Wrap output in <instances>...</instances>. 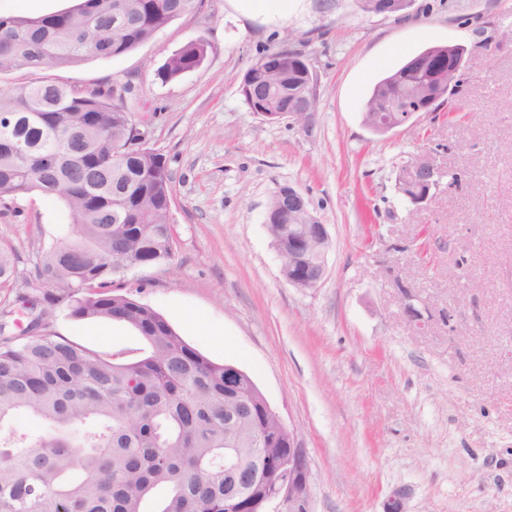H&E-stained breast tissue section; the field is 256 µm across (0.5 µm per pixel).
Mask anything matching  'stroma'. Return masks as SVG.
<instances>
[{
	"mask_svg": "<svg viewBox=\"0 0 512 512\" xmlns=\"http://www.w3.org/2000/svg\"><path fill=\"white\" fill-rule=\"evenodd\" d=\"M200 35L202 64L164 79L167 58ZM446 44L469 51L460 112L368 129L374 85ZM286 47L304 51L317 75L306 126L263 120L239 93L251 65ZM53 76L132 82L147 142L175 177L176 256L115 280L138 288L192 347L252 377L304 441L313 512H512V0H414L390 17L354 0H301L276 23L203 0L135 50ZM421 153L457 181L416 209L395 179ZM288 183L332 239L326 279L306 293L283 280L263 226ZM69 222L36 193L0 215V248L16 254L0 306ZM402 285L429 307L424 330L406 321ZM54 329L132 357L142 346L109 320L60 314Z\"/></svg>",
	"mask_w": 512,
	"mask_h": 512,
	"instance_id": "obj_1",
	"label": "stroma"
}]
</instances>
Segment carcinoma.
<instances>
[{"label":"carcinoma","instance_id":"cac0c4a2","mask_svg":"<svg viewBox=\"0 0 512 512\" xmlns=\"http://www.w3.org/2000/svg\"><path fill=\"white\" fill-rule=\"evenodd\" d=\"M202 2L79 0L45 16H0V76L39 75L0 90V118H12L0 123V207L38 192L71 218L69 235L35 263V278L52 288L15 299L30 315L19 335L3 321L11 309H0V512H224L230 487L288 454L252 378L188 345L134 290L115 285L117 272L176 255L173 173L164 154L139 144L131 82L122 95L50 76L126 54ZM207 47L203 36L189 41L161 76L197 68ZM301 59L288 48L261 57L239 85L245 102L266 98ZM14 268L15 254L0 249V284ZM46 310L122 323L143 354L80 345L53 329ZM24 415L52 433L9 429Z\"/></svg>","mask_w":512,"mask_h":512}]
</instances>
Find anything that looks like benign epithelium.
I'll return each mask as SVG.
<instances>
[{"instance_id":"1","label":"benign epithelium","mask_w":512,"mask_h":512,"mask_svg":"<svg viewBox=\"0 0 512 512\" xmlns=\"http://www.w3.org/2000/svg\"><path fill=\"white\" fill-rule=\"evenodd\" d=\"M414 0H359L363 12L390 16L410 8ZM467 49L462 45H441L422 52L413 61L412 68L427 64L433 66L432 85L416 89L391 105H384L387 89L383 88L371 99L364 123L373 132L387 134L413 123L416 114L426 112L433 105L448 97L446 86L452 77L463 74ZM292 108L288 113L262 112L260 116L276 121L282 116L301 126H306L315 114L318 99V81L310 60L304 61V68L291 82L288 91ZM442 172L426 156L418 154L402 172L405 186L414 188V195L408 196L410 204L420 208L433 197V190L439 187ZM273 196L278 198L275 209H266L264 228L281 225L284 222L296 225L294 233L279 236L272 241L279 259H288V265L280 266L281 275L288 279V285L302 293L319 287L326 278V255L331 246L327 225L310 207L302 191L293 185L277 187ZM321 248L318 265L309 263L315 247ZM280 430L288 434V455L270 463L268 480L262 483L266 495L259 497L252 488L233 489L224 495L226 512H268L276 505L274 512H312L311 473L307 448L298 433L286 426L279 414H274Z\"/></svg>"}]
</instances>
